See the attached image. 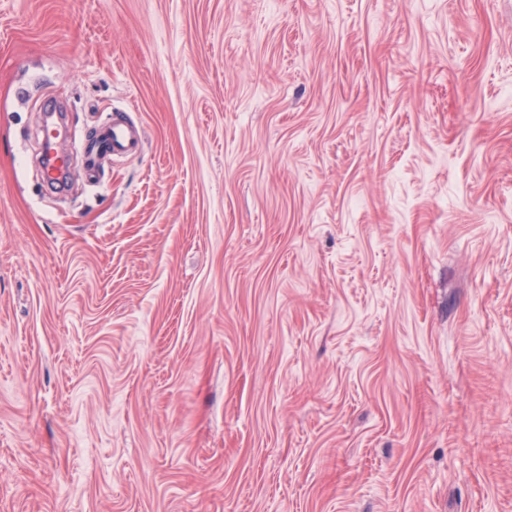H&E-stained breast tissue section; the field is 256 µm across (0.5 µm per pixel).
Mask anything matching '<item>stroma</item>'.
<instances>
[{"label":"stroma","mask_w":512,"mask_h":512,"mask_svg":"<svg viewBox=\"0 0 512 512\" xmlns=\"http://www.w3.org/2000/svg\"><path fill=\"white\" fill-rule=\"evenodd\" d=\"M0 512H512V0H0ZM143 133L136 125L113 115L112 122L103 124L96 134L95 145L89 148L87 140L80 145L89 172L94 173L105 156H132L141 151Z\"/></svg>","instance_id":"35a3bbf8"}]
</instances>
